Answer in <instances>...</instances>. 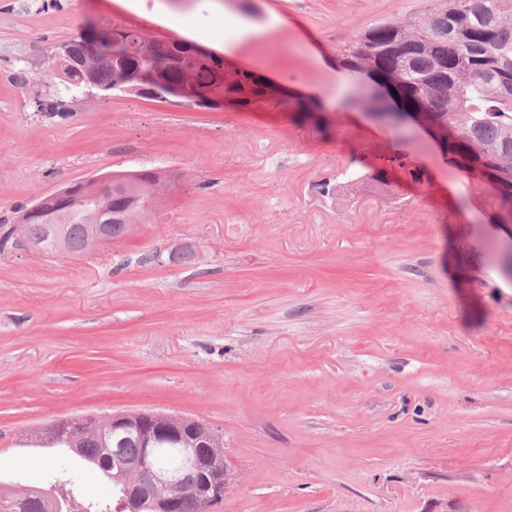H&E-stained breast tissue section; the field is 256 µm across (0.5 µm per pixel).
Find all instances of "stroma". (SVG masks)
I'll return each instance as SVG.
<instances>
[{
	"label": "stroma",
	"mask_w": 512,
	"mask_h": 512,
	"mask_svg": "<svg viewBox=\"0 0 512 512\" xmlns=\"http://www.w3.org/2000/svg\"><path fill=\"white\" fill-rule=\"evenodd\" d=\"M446 0H0V218L68 183L172 186L79 258L0 254V483L112 486L19 440L155 410L224 434L214 512H512V224L432 131L356 105L342 48ZM224 39L262 94L211 106L58 99L51 50L87 19ZM305 92L310 110L293 105Z\"/></svg>",
	"instance_id": "stroma-1"
}]
</instances>
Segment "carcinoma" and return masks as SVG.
I'll return each instance as SVG.
<instances>
[{
    "instance_id": "1",
    "label": "carcinoma",
    "mask_w": 512,
    "mask_h": 512,
    "mask_svg": "<svg viewBox=\"0 0 512 512\" xmlns=\"http://www.w3.org/2000/svg\"><path fill=\"white\" fill-rule=\"evenodd\" d=\"M439 14L453 17L455 36L442 37L432 15L380 22L354 35L343 49L344 65L357 70L370 64L398 87L397 107L422 108L448 125L446 151L463 169L474 161L498 169L503 174L499 185L480 192L493 197L500 210L512 211V0H448ZM67 47L59 60L66 83L81 78L74 64L82 62L90 65L93 81L104 92L161 98L187 87L202 100L209 99L216 89L228 96L245 90L261 93L258 81L249 75L226 77L218 58L196 61L174 42L149 39L127 27L110 35L89 23ZM84 191L76 187L73 195L61 198L54 208L55 219L64 224L61 238L75 256L81 255L93 235L100 208L127 209L120 199L88 197L80 204L78 198ZM17 224V220L0 219V254L16 240ZM21 239L40 244L45 255L58 253L56 238L46 224L24 225ZM101 425L90 416L60 419L29 434L27 441L40 448H79L76 456L118 488L122 483L112 477V467L107 464L112 435H103ZM182 448L179 442L163 444L156 460L191 480L196 473L184 465ZM26 496L41 501L42 507L20 505L17 512H70L65 506L56 509V498L43 491L6 492L0 488V500L18 502Z\"/></svg>"
}]
</instances>
